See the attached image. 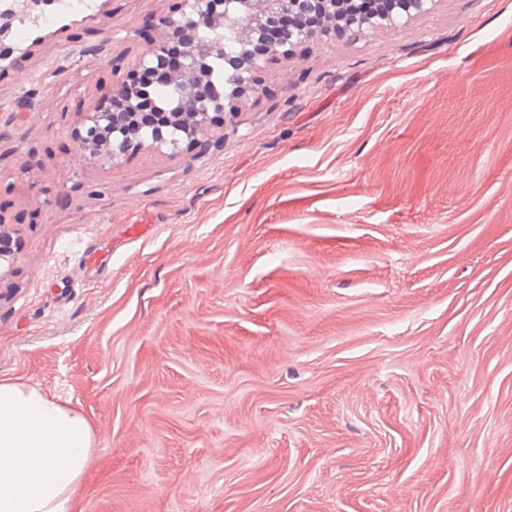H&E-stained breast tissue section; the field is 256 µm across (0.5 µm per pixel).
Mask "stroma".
I'll return each mask as SVG.
<instances>
[{
	"instance_id": "1",
	"label": "stroma",
	"mask_w": 512,
	"mask_h": 512,
	"mask_svg": "<svg viewBox=\"0 0 512 512\" xmlns=\"http://www.w3.org/2000/svg\"><path fill=\"white\" fill-rule=\"evenodd\" d=\"M180 0L0 65V378L95 447L69 512H512V0L267 64L206 145L75 131Z\"/></svg>"
}]
</instances>
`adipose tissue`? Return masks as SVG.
<instances>
[{
	"label": "adipose tissue",
	"instance_id": "ef3b65f1",
	"mask_svg": "<svg viewBox=\"0 0 512 512\" xmlns=\"http://www.w3.org/2000/svg\"><path fill=\"white\" fill-rule=\"evenodd\" d=\"M93 445L78 410L0 378V512H68Z\"/></svg>",
	"mask_w": 512,
	"mask_h": 512
}]
</instances>
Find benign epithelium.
<instances>
[{
  "mask_svg": "<svg viewBox=\"0 0 512 512\" xmlns=\"http://www.w3.org/2000/svg\"><path fill=\"white\" fill-rule=\"evenodd\" d=\"M184 7L176 16L162 19L158 25L165 35L174 29L188 28L194 31L213 29L221 19L231 17L227 8L228 0H183ZM433 0H394L395 10L379 16H370L355 7L344 8L345 0H262L264 13L269 17L302 12L310 7L320 10L325 25L321 32L299 31L292 37L291 43L302 44L317 37L318 34L340 33L346 40H357L375 29L396 24V17L424 15L430 10ZM244 29L249 31L237 54L224 53L221 42L203 43L193 41L181 51V60L176 71L171 73L168 84L178 94V106L172 112H142L139 97L152 98L151 92L130 87L126 81L118 80L112 85V97L125 101L127 111L122 115L109 112L106 108H97L86 113L82 119L84 134L79 136V147L83 157L95 158L105 154L116 161L127 154H134L145 148L159 149L163 145L177 147L180 139L173 134L174 128L184 127L188 139L207 137L218 124L215 117L226 111H234L233 104L215 97L205 90L208 74L206 60L215 53L224 55V63L230 67L227 84L233 86V92L242 90L256 91L255 73L267 63L285 54L282 45H271L265 54L254 56L249 45L250 37L259 32L252 26V16L241 17ZM167 41L162 39L152 43L136 60L134 71L139 72L157 66L161 52L166 49Z\"/></svg>",
  "mask_w": 512,
  "mask_h": 512,
  "instance_id": "obj_1",
  "label": "benign epithelium"
}]
</instances>
